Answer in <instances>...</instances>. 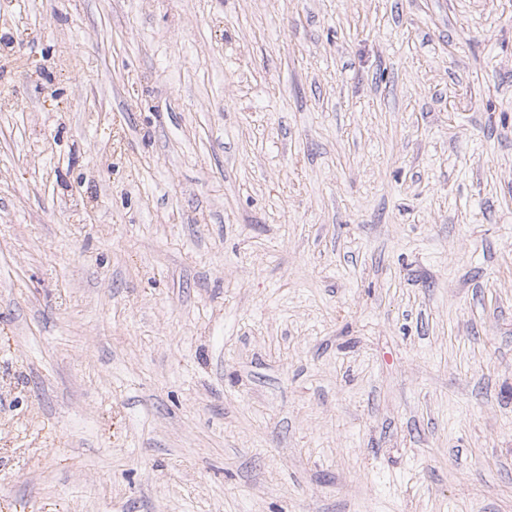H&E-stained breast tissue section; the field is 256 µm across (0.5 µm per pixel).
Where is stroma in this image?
<instances>
[{
    "mask_svg": "<svg viewBox=\"0 0 512 512\" xmlns=\"http://www.w3.org/2000/svg\"><path fill=\"white\" fill-rule=\"evenodd\" d=\"M0 512H512V0H10Z\"/></svg>",
    "mask_w": 512,
    "mask_h": 512,
    "instance_id": "35a3bbf8",
    "label": "stroma"
}]
</instances>
